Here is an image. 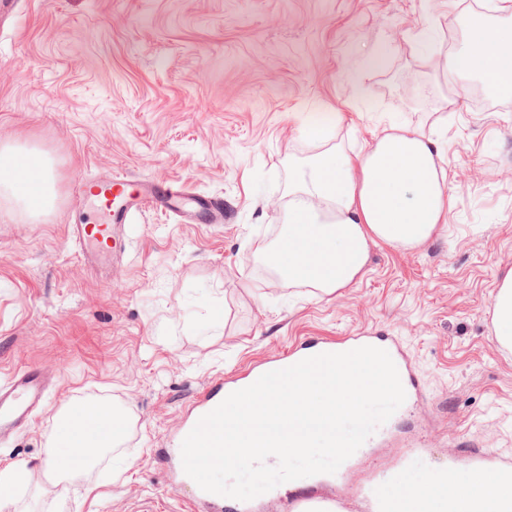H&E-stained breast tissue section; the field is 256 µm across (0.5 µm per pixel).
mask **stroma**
Masks as SVG:
<instances>
[{
    "label": "stroma",
    "instance_id": "35a3bbf8",
    "mask_svg": "<svg viewBox=\"0 0 512 512\" xmlns=\"http://www.w3.org/2000/svg\"><path fill=\"white\" fill-rule=\"evenodd\" d=\"M474 22L512 36L502 0H14L0 15V145L50 161L56 200L34 218L0 199V381L34 366L54 386L7 441L26 466L4 512H238L191 502L172 477L177 432L212 382L293 347L354 331L395 336L422 379L321 493L368 512L358 490L398 461L415 477L475 446L512 456V350L492 302L512 268V95L477 105L475 73L444 66ZM433 24L434 55L417 35ZM439 137L448 233L405 250L371 245L340 294L269 281L258 253L287 221L288 189L316 154L367 151L389 121ZM324 132L306 137L307 127ZM121 171L222 202L220 224L149 206L125 251L90 265L70 232L98 223L75 197ZM126 433L69 486L47 479L58 409L87 399ZM95 487V496L86 488Z\"/></svg>",
    "mask_w": 512,
    "mask_h": 512
}]
</instances>
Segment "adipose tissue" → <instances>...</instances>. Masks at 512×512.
Wrapping results in <instances>:
<instances>
[{
    "mask_svg": "<svg viewBox=\"0 0 512 512\" xmlns=\"http://www.w3.org/2000/svg\"><path fill=\"white\" fill-rule=\"evenodd\" d=\"M446 68L492 82L512 76V51L478 25ZM441 161V147L424 126L397 121L383 128L364 155L339 147L316 156L289 190L288 225L261 249L260 264L289 285L331 296L362 272L370 244L425 245L447 230L451 198ZM48 167L34 154L0 158V188L29 212L43 213L53 202ZM492 316L498 343L511 348L512 268L499 280ZM415 488L419 499L451 500L453 512H495L497 502L512 501V485L488 471L471 473L465 484L421 481Z\"/></svg>",
    "mask_w": 512,
    "mask_h": 512,
    "instance_id": "ef3b65f1",
    "label": "adipose tissue"
}]
</instances>
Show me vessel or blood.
I'll list each match as a JSON object with an SVG mask.
<instances>
[{
  "label": "vessel or blood",
  "mask_w": 512,
  "mask_h": 512,
  "mask_svg": "<svg viewBox=\"0 0 512 512\" xmlns=\"http://www.w3.org/2000/svg\"><path fill=\"white\" fill-rule=\"evenodd\" d=\"M79 199H96L99 203L101 221L97 224H79L74 228V237L84 262L100 263L113 258L125 237L127 222L132 214L149 206L154 201L167 202L176 212L188 211L190 215L207 210V203L201 197L185 192L163 188L158 183L144 180L131 184L128 177L120 172L108 179L96 178L83 182L77 189ZM362 346H374L388 352L399 373L402 384L415 386L418 382L415 371L400 353L396 343L353 333L317 345L316 353L349 351ZM303 353L292 351L283 357L262 365L234 381L233 390H240L253 384L262 374L290 367L303 360ZM48 389V382L36 369L25 367L16 370L6 381L0 383V437L28 423L40 407ZM224 399L223 393L202 400L193 410L190 418L182 425L179 434L187 436L199 419L212 411ZM107 430L106 425L85 419L79 409L61 413L56 419V438L60 444H67L70 438H79L83 447L98 446ZM474 468L493 463L499 468L504 481L512 482V459L486 450L472 457ZM409 471L396 469L389 475L371 480L361 490L363 501L369 512H451L449 505L390 494L393 486L410 485Z\"/></svg>",
  "instance_id": "1"
}]
</instances>
